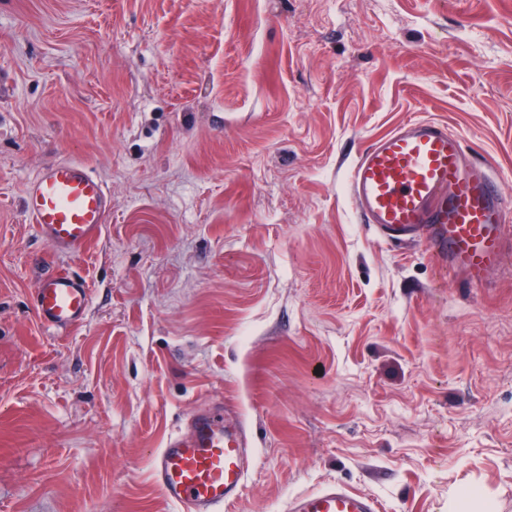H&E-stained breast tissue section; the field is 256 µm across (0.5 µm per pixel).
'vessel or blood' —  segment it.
Masks as SVG:
<instances>
[{
	"label": "vessel or blood",
	"mask_w": 512,
	"mask_h": 512,
	"mask_svg": "<svg viewBox=\"0 0 512 512\" xmlns=\"http://www.w3.org/2000/svg\"><path fill=\"white\" fill-rule=\"evenodd\" d=\"M359 223L386 238H416L474 286L488 285L512 246V198L462 139L430 119L402 122L364 149L348 178ZM25 212L59 256L98 240L112 198L89 166L62 160L24 189ZM87 280L65 269L33 295L39 323L59 332L79 326L90 306ZM253 450L245 428L215 406L192 415L151 458V476L180 512H224L246 487ZM289 512H379L372 496L332 484L303 494Z\"/></svg>",
	"instance_id": "obj_1"
}]
</instances>
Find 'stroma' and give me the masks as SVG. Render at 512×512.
Instances as JSON below:
<instances>
[{
	"label": "stroma",
	"mask_w": 512,
	"mask_h": 512,
	"mask_svg": "<svg viewBox=\"0 0 512 512\" xmlns=\"http://www.w3.org/2000/svg\"><path fill=\"white\" fill-rule=\"evenodd\" d=\"M414 118L512 196V0H0V512H179L150 459L216 400L254 448L231 512H512V250L468 286L347 194ZM63 159L112 212L59 257L22 202ZM61 267L67 334L32 305ZM91 289L87 280L66 269H58L35 289L33 308L39 323L59 332L79 326L90 306ZM289 512H378L372 496L332 484L321 490L303 494L288 504Z\"/></svg>",
	"instance_id": "obj_1"
}]
</instances>
